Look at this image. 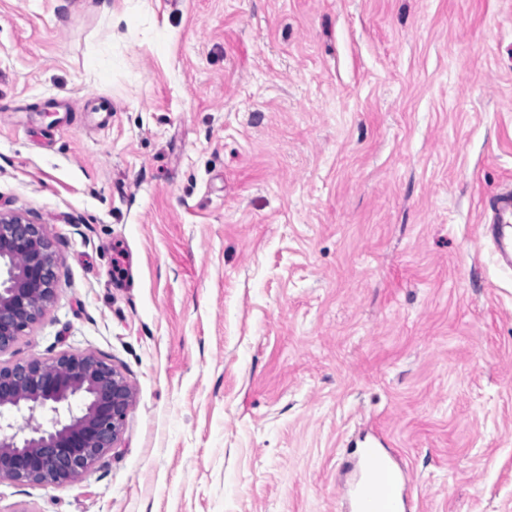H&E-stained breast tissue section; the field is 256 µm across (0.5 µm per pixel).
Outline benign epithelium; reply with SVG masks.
<instances>
[{
	"instance_id": "7a95c632",
	"label": "benign epithelium",
	"mask_w": 512,
	"mask_h": 512,
	"mask_svg": "<svg viewBox=\"0 0 512 512\" xmlns=\"http://www.w3.org/2000/svg\"><path fill=\"white\" fill-rule=\"evenodd\" d=\"M58 259L40 224L0 215V354L52 302ZM125 377L91 354L0 364V481L61 485L117 448L132 402ZM37 425L14 427L12 412Z\"/></svg>"
}]
</instances>
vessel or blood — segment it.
Returning <instances> with one entry per match:
<instances>
[{"label": "vessel or blood", "mask_w": 512, "mask_h": 512, "mask_svg": "<svg viewBox=\"0 0 512 512\" xmlns=\"http://www.w3.org/2000/svg\"><path fill=\"white\" fill-rule=\"evenodd\" d=\"M483 237L500 264L512 269V188L487 196L481 205ZM356 477L347 488L353 512H413L415 501L404 484L405 469L376 442L355 448Z\"/></svg>", "instance_id": "vessel-or-blood-1"}]
</instances>
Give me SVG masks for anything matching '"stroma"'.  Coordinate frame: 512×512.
Listing matches in <instances>:
<instances>
[{
    "label": "stroma",
    "mask_w": 512,
    "mask_h": 512,
    "mask_svg": "<svg viewBox=\"0 0 512 512\" xmlns=\"http://www.w3.org/2000/svg\"><path fill=\"white\" fill-rule=\"evenodd\" d=\"M504 182L512 0H0V212L59 259L0 363L134 394L0 512H347L374 428L417 512H512ZM481 215L483 238L493 246L500 264L512 269V188L485 197Z\"/></svg>",
    "instance_id": "stroma-1"
}]
</instances>
